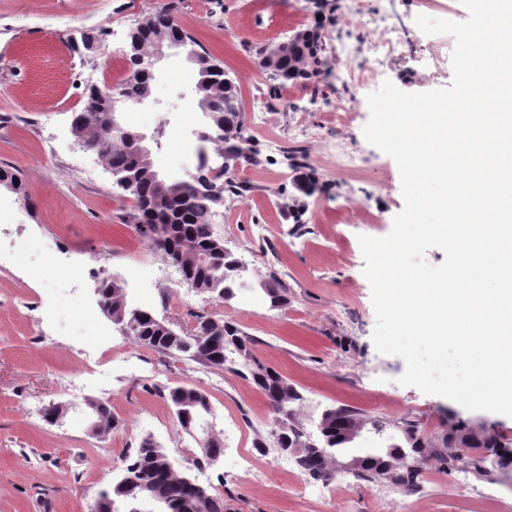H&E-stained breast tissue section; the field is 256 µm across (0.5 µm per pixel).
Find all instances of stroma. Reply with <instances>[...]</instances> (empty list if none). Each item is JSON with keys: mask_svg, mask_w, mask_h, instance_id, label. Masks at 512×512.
<instances>
[{"mask_svg": "<svg viewBox=\"0 0 512 512\" xmlns=\"http://www.w3.org/2000/svg\"><path fill=\"white\" fill-rule=\"evenodd\" d=\"M363 2L372 24L347 20L346 0H326L319 83L275 90L252 53L313 25L305 0H0V169L19 174L26 190L21 197L0 188V512H92L99 490L147 436L177 469L223 497L224 512H512V470L492 462L469 486L427 462L421 479L435 484V494L420 499L393 484L379 510L372 483L349 473H337L320 497L305 493L311 479L296 466L262 478L283 453L269 401L252 381L140 346L96 307V282L106 273L121 279L130 304L175 329L191 327L198 313L224 314L252 338L254 356L302 395L301 424L313 427L329 408L352 409L364 424L360 448L404 445L405 423L434 441L460 420L512 442V417L469 411L401 385L404 360L374 345L376 314L359 238L389 234L404 200L396 162L364 136L367 97L387 80L410 93L450 86L454 38L424 34L415 19L461 22L468 11L461 0ZM165 3L232 77L242 112L258 102L267 109L264 125L247 130L261 162L237 169L248 189L225 198L213 229L244 267L243 287L222 303L195 293L180 276L160 278L165 260L126 224L132 200L70 131L86 88L125 73L129 31ZM84 32L98 38L99 50L72 55L73 38ZM368 65L371 82L336 77ZM196 81L184 53L169 55L155 67L150 97L122 115L146 134L161 132L154 155L169 174L196 165ZM347 110L353 121L338 123L336 113ZM298 111L308 136L296 144L290 130ZM177 121L187 130L181 143L166 135ZM272 137L300 153L318 183L297 218L282 207L295 193V173L267 152ZM336 138L361 156L356 171L323 164V145ZM260 224L268 225L267 236L257 235ZM271 275L287 289L277 307L259 288ZM75 299L93 307L91 319L75 317ZM153 366L162 384L142 380ZM177 385L207 395L216 436L232 432L217 464L192 466L201 450L162 396L163 387ZM87 398L108 401L112 432L89 433ZM52 402L69 405L63 423L43 420Z\"/></svg>", "mask_w": 512, "mask_h": 512, "instance_id": "1", "label": "stroma"}]
</instances>
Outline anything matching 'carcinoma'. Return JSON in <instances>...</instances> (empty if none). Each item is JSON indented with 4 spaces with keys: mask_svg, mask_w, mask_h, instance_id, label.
Masks as SVG:
<instances>
[{
    "mask_svg": "<svg viewBox=\"0 0 512 512\" xmlns=\"http://www.w3.org/2000/svg\"><path fill=\"white\" fill-rule=\"evenodd\" d=\"M171 21L168 7L147 17L148 34L141 37L137 49L153 50L150 35L169 32ZM184 37L183 47L187 48V55L194 57L198 76L195 106L205 117L195 131L198 164L194 172L172 175L167 182H160L154 161L142 158L129 136L134 128L126 125L115 129L112 113L93 100V87L87 89L84 106L74 113L72 124L77 135L99 152L112 176L128 182L127 192L134 200L133 219L140 237L155 246L166 261L180 260L186 284L196 293L224 301L233 297V288L240 278L238 260L213 234L207 217L224 202V196L241 193L242 184L233 178L235 168L257 164L259 160L246 135L234 82L191 35L186 33ZM324 52L319 28L307 27L286 40L258 47L255 64L282 87H307L325 65ZM114 91L132 106L151 93V83L132 74L129 85ZM216 143L222 144L220 156L226 164L213 167L209 164L208 149ZM99 284L101 311L137 344L161 352L182 353L213 369L233 371L239 365L247 370L269 403H280L290 410L288 418L279 423V448H299V468L313 479H330L335 454L349 448L345 432L347 425L357 420L355 411L343 407L327 410L333 454L312 451L304 446L303 428L294 418L295 404L302 401V396L282 375L252 356L249 338L233 322L222 315L198 314L196 318L202 320L198 328L191 333L178 332L170 326H160L151 310L129 305L125 289L112 276H102ZM260 289L273 306L286 299L287 289L274 277L262 281ZM165 397L181 426L185 418H196L199 409L209 405L206 394L188 385L167 388ZM403 429L408 447L394 445L379 456L366 452L355 477L368 482L390 481L412 493L420 476V472L408 467V458L414 455L435 458L448 473L461 465L478 469L479 459L485 454L497 457L501 466L512 468V443L483 427L458 423L435 443L425 442L410 423ZM189 480L190 476L174 467L164 448L145 438L129 457L121 481L98 493L94 512H112V502L133 503L142 496L155 501L157 512H224L221 497L199 483L190 485Z\"/></svg>",
    "mask_w": 512,
    "mask_h": 512,
    "instance_id": "obj_1",
    "label": "carcinoma"
}]
</instances>
